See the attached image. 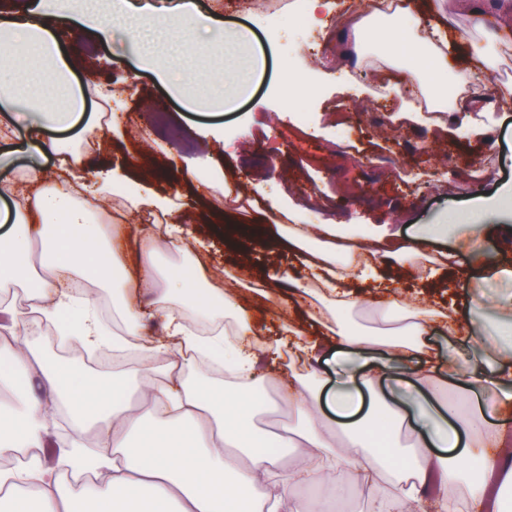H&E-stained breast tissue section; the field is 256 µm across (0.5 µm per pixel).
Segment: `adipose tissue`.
Instances as JSON below:
<instances>
[{
  "label": "adipose tissue",
  "mask_w": 512,
  "mask_h": 512,
  "mask_svg": "<svg viewBox=\"0 0 512 512\" xmlns=\"http://www.w3.org/2000/svg\"><path fill=\"white\" fill-rule=\"evenodd\" d=\"M60 18L104 39L117 21L133 41L146 26L181 29L170 65L146 54L140 62L190 109L231 99L218 86L201 99L184 59L215 61L250 39L245 30L226 34L223 19L202 14L195 0H29L0 17V71L13 76L0 83V320L8 329L0 336V387L12 393L11 403L0 402V459H25L0 468V512H74L80 501L96 512H321L319 503L298 502L295 490L327 484L340 491L351 482L367 491L370 512H455L448 491L462 484L467 512H484L488 485L512 489V295L468 292L461 307L442 312L392 291L378 270L400 259L415 276L430 242L452 234L464 247L481 226L427 224L407 239L367 242L331 224L289 226L283 239L302 271L273 273L265 285L297 289L301 315L285 338L262 340L261 308L245 305L239 289L210 285L204 264L172 228L133 236L113 221L146 204L168 213L165 200L123 189L117 178L88 180L81 155L64 154L57 134L84 112L93 90L73 80L75 59L53 25ZM380 31L386 52L359 55L360 66L405 67L429 110L459 122L487 110L474 88L494 61L480 43L465 42L471 66L449 67L447 35L415 14L413 0H393L386 12L369 0L342 29L358 43ZM451 81L466 94L448 98ZM25 107L36 114L25 127L27 145L58 155L56 171L12 164ZM164 250L194 265V280L159 277ZM79 278L108 288L118 326L101 314L96 292L75 288ZM368 282L374 292L359 291ZM147 290L154 299L146 308ZM488 307L499 321L492 332L475 317ZM358 312L382 330H352L348 319ZM156 317L161 335H145V322ZM46 321L60 343L108 345L116 362L134 361L142 405L122 399L121 376L93 381L37 357L34 333ZM437 334L462 350L444 356L432 342ZM411 362L417 403L382 387L392 364ZM471 387L486 394L489 416L470 409ZM272 391L288 419L257 427ZM62 406L71 430L65 445L48 462L30 456L54 447L50 416ZM382 409L409 430V447L379 424ZM282 450L291 465H281Z\"/></svg>",
  "instance_id": "ef3b65f1"
}]
</instances>
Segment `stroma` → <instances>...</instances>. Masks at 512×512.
<instances>
[{"label": "stroma", "mask_w": 512, "mask_h": 512, "mask_svg": "<svg viewBox=\"0 0 512 512\" xmlns=\"http://www.w3.org/2000/svg\"><path fill=\"white\" fill-rule=\"evenodd\" d=\"M284 16L276 32L262 28V6L253 12L235 9L230 0H197L202 12L223 19L230 28H250L253 47L265 59L250 94L230 110H186L181 100L153 73L139 66L136 47L124 24L112 26L108 44L94 34L60 27L62 42L75 53V79L111 92L112 109L132 120L109 132L97 100L88 101L83 117L59 138L69 149L86 154L88 176L119 170L132 183L170 197L171 222L190 231L203 253L211 280L246 268L252 279L271 270H286L294 258L285 248L264 239L250 242L243 263L224 259V241L214 233L212 207L226 208L243 224H334L341 229L409 235L424 224L458 215L477 224L512 226V105L496 104L480 116L477 130L462 129L454 119L440 127L406 121L395 124L387 98L402 96L404 76L391 71L387 98H378L371 75L357 69L336 44V28L303 29L291 20L293 0H280ZM443 23L477 40L495 41L499 53L484 94L512 83V0H498L487 23L480 24L469 0H443ZM321 72L322 78L302 104L311 114L307 129H298L284 106L279 85L284 61ZM352 106L351 142L334 149L336 107ZM490 161L497 181L485 192L500 200L497 208L474 209L473 201L452 181L463 180L470 164ZM213 174L206 202L195 203L187 172ZM352 174L362 199L351 202L338 192L342 175ZM36 345L51 360L71 363L92 377L111 375V368L87 361L81 349L50 341L42 326Z\"/></svg>", "instance_id": "stroma-1"}]
</instances>
